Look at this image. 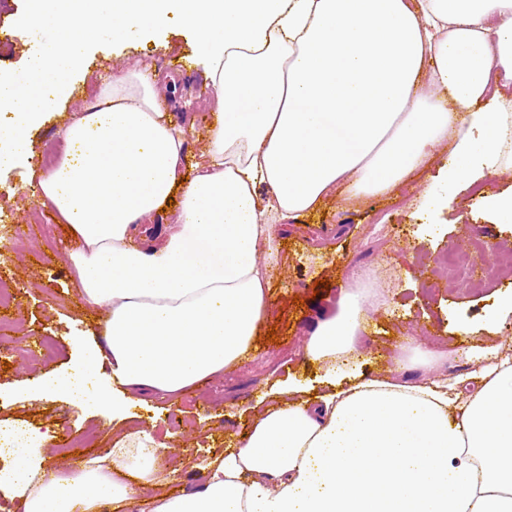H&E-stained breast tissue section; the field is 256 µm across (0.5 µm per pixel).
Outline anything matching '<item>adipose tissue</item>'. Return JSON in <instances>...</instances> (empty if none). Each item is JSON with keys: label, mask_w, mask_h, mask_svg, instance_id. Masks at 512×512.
Wrapping results in <instances>:
<instances>
[{"label": "adipose tissue", "mask_w": 512, "mask_h": 512, "mask_svg": "<svg viewBox=\"0 0 512 512\" xmlns=\"http://www.w3.org/2000/svg\"><path fill=\"white\" fill-rule=\"evenodd\" d=\"M29 0L20 32L52 26L22 76L0 81L5 165L65 94L87 44L179 19L207 60L217 112L207 157L185 178V129L157 107L150 69L105 79L62 131L70 152L39 186L76 233L69 262L86 305L107 311L105 348L88 347L38 396L75 400V377L109 384L94 405L125 418L136 393L174 396L255 354L267 317L280 224L324 197H377L449 145L447 182L468 183L512 144V0ZM497 16V25L488 17ZM178 195L159 245L138 225ZM368 318L346 290L304 352L327 363V392L267 406L190 491L157 493L163 448L131 429L68 473L35 435L18 443L0 488L22 512H512V359L474 390L391 376L348 380Z\"/></svg>", "instance_id": "ef3b65f1"}]
</instances>
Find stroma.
Instances as JSON below:
<instances>
[{"instance_id":"stroma-1","label":"stroma","mask_w":512,"mask_h":512,"mask_svg":"<svg viewBox=\"0 0 512 512\" xmlns=\"http://www.w3.org/2000/svg\"><path fill=\"white\" fill-rule=\"evenodd\" d=\"M28 8L29 0H8L0 11V50L6 55L2 78L16 77L37 43L55 39L50 27L24 38L16 35L15 20ZM136 63L154 67L162 82L176 86V93L164 94L163 100L189 131L184 170L192 172L216 106L196 35L176 19L159 30L123 37L107 33L91 42L67 94L31 129L29 160L0 166V286L16 296L0 314V426L45 435L50 462L62 469L71 457L106 454L115 433L93 405L17 396L30 380L62 371L79 357L73 337L95 345L103 341L102 312L85 305L72 285L68 254L77 243L41 203L38 160L46 152H66L59 130L78 118L100 78ZM502 164L501 173L465 189L429 184L420 171L393 193L356 201L332 194L315 213L285 221L274 243L279 264L271 271L263 324L275 329L277 342H259L254 357L198 383L190 395H148L132 409L134 425L153 429L157 440L172 449L167 465L178 474L165 492L179 494L199 484L202 465L250 427L255 411L276 402L283 381L298 383L308 398L326 391V368L305 358L304 343L331 313L340 289L355 281L376 294L360 334L356 373L453 383L480 377L482 363L512 357V316L500 331L484 329L512 286V265L504 261L512 254V221L481 206L483 196L512 194V155ZM426 190L453 199L427 220L414 214V201ZM29 224L38 225L36 237L23 233ZM460 239L484 249L474 274L453 273L442 261ZM322 279L329 289L316 290ZM409 334L420 336L425 348L446 354L447 362L429 364L409 353L402 364H394L392 355ZM28 336L54 339L58 356L50 361L33 356L24 342Z\"/></svg>"}]
</instances>
